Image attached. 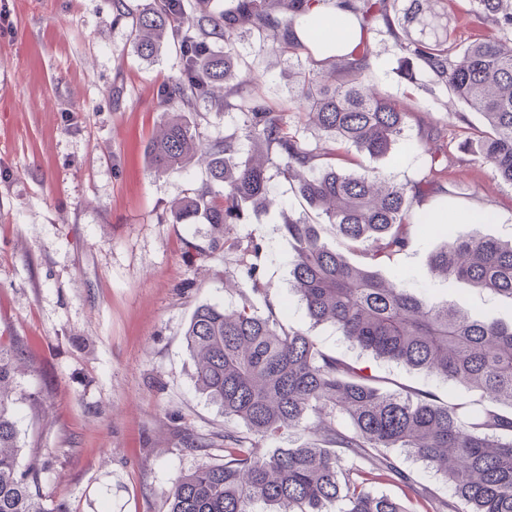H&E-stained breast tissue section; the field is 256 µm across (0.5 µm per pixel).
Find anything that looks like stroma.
I'll list each match as a JSON object with an SVG mask.
<instances>
[{
	"label": "stroma",
	"mask_w": 512,
	"mask_h": 512,
	"mask_svg": "<svg viewBox=\"0 0 512 512\" xmlns=\"http://www.w3.org/2000/svg\"><path fill=\"white\" fill-rule=\"evenodd\" d=\"M445 7L458 47L492 34L472 0ZM370 47L369 87L413 110L406 140L372 167L397 183L418 179L427 165L420 138L430 124L446 126L444 189L428 191L420 209L445 217L488 207L493 223L460 222L451 232L512 238V186L469 150L481 116L432 85L384 26L372 31ZM238 49L241 80L286 108L301 141L322 144L288 101L298 66L258 53L247 37ZM181 68L171 45L141 60L112 0H0V339L26 350L14 406L20 462L48 461L47 512H166L180 475L223 462L217 441L241 427L196 389L184 338L204 303L246 298L261 314L275 307L284 325L310 329L324 351L366 366L389 389L469 397L438 377L372 359L332 326H311L290 290L293 249L283 232L286 216L308 206L288 182L276 180V204L228 225L223 247L196 255L210 244V225L171 223L170 207L205 180L204 164L158 174L146 160L163 121L157 92ZM443 242L416 227L408 248L379 271L426 287L434 301L511 322L512 299L424 279ZM255 243L265 294L252 292L244 276L242 260ZM187 431L213 448H185Z\"/></svg>",
	"instance_id": "obj_1"
}]
</instances>
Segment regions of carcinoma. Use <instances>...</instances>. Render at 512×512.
<instances>
[{
  "label": "carcinoma",
  "mask_w": 512,
  "mask_h": 512,
  "mask_svg": "<svg viewBox=\"0 0 512 512\" xmlns=\"http://www.w3.org/2000/svg\"><path fill=\"white\" fill-rule=\"evenodd\" d=\"M234 0L215 12L211 0H150L132 10L112 0L115 16L131 19L130 37L143 59L168 44L178 46L180 75L160 88L164 123L147 156L157 173L179 170L196 154L207 178L175 202L173 222L211 225L209 249L220 247L224 228L249 211L266 209L274 179L282 177L316 212L288 216L293 244L292 290L312 325L329 324L351 347L461 386L474 396L471 409L431 394L398 392L373 383L361 367L323 351L309 332L287 327L275 308L257 314L249 301L236 308L202 304L184 336L195 361V386L224 418L244 425L224 435V463L180 476L168 491L167 512H413L414 480L395 464L400 449L434 469L467 512H512V323L474 316L461 304L435 303L404 280L374 270L404 249L418 219L414 204L424 188L447 177L442 132L422 140L424 175L394 184L367 168L349 172L336 149L319 152L293 135L284 110L275 109L238 81L241 55L226 34L238 28L256 37L259 50L281 56L307 49L294 36L298 19L326 0ZM359 32L336 70L318 72L289 89L306 121L326 141L369 157L389 153L407 129L406 109L370 91L365 74L367 34L384 24L400 48L418 60L430 81L481 114L479 155L512 185V0H476L495 33L458 52L441 0H345ZM224 42V49L212 44ZM243 114L229 136L205 144L185 112ZM361 251L364 265L322 241L318 226ZM448 283L512 299V240L450 236L433 252L429 272ZM23 348L0 341V512H46L43 465L20 468L14 414L15 376ZM308 433L289 448H265L285 430ZM399 479L402 497L378 494L373 484Z\"/></svg>",
  "instance_id": "cac0c4a2"
}]
</instances>
